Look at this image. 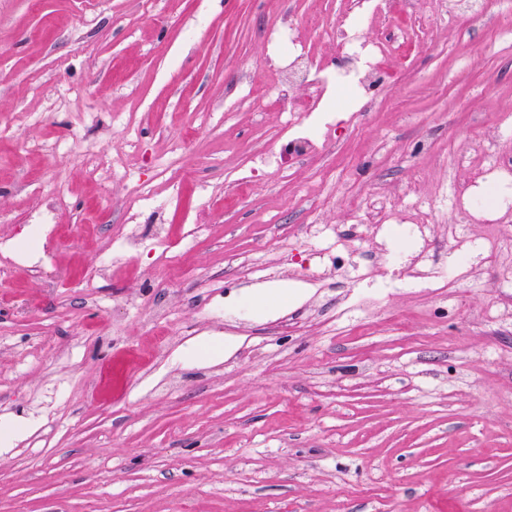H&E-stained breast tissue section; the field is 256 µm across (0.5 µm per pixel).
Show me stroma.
<instances>
[{"instance_id":"stroma-1","label":"stroma","mask_w":512,"mask_h":512,"mask_svg":"<svg viewBox=\"0 0 512 512\" xmlns=\"http://www.w3.org/2000/svg\"><path fill=\"white\" fill-rule=\"evenodd\" d=\"M347 7L0 0V243L46 224L53 252L0 255V424L27 422L0 512H512V245L464 224L470 279L450 240L328 251L377 195L404 218L512 158V6L415 0L402 80L295 157L264 30L330 60ZM139 180L166 236L205 213L174 264L110 262Z\"/></svg>"}]
</instances>
